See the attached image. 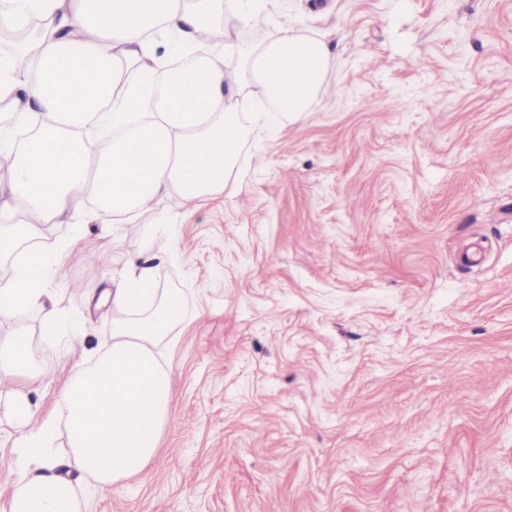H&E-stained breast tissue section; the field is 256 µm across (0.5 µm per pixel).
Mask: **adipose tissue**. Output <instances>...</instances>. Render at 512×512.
<instances>
[{
	"instance_id": "adipose-tissue-1",
	"label": "adipose tissue",
	"mask_w": 512,
	"mask_h": 512,
	"mask_svg": "<svg viewBox=\"0 0 512 512\" xmlns=\"http://www.w3.org/2000/svg\"><path fill=\"white\" fill-rule=\"evenodd\" d=\"M281 11V0H0V29L18 38L0 53V112L11 121L0 126V166L9 170L0 264L10 269L0 280V324L10 327L0 375L15 382L0 411L20 434V476L0 512H81L63 470L109 490L154 456L173 402L157 348L174 338L183 313L181 295L156 285L175 228L205 202L241 194L246 142L276 141L327 80L324 39L280 20ZM232 22L255 32L247 52L225 35ZM244 95L259 106L247 118ZM87 129L106 150L92 149ZM154 202L167 209L143 262L126 260L106 292L115 317L104 353L38 415L30 392L43 372L29 316L38 314L50 336L87 334L82 312L60 309L50 287L70 243L44 240L42 225L128 223Z\"/></svg>"
}]
</instances>
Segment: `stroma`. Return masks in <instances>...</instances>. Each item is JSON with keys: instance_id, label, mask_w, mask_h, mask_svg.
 <instances>
[{"instance_id": "1", "label": "stroma", "mask_w": 512, "mask_h": 512, "mask_svg": "<svg viewBox=\"0 0 512 512\" xmlns=\"http://www.w3.org/2000/svg\"><path fill=\"white\" fill-rule=\"evenodd\" d=\"M327 85L244 191L183 219L160 285L174 400L145 471L83 512H512V0H284ZM159 205L89 224L30 333L50 411L112 334L107 289Z\"/></svg>"}]
</instances>
